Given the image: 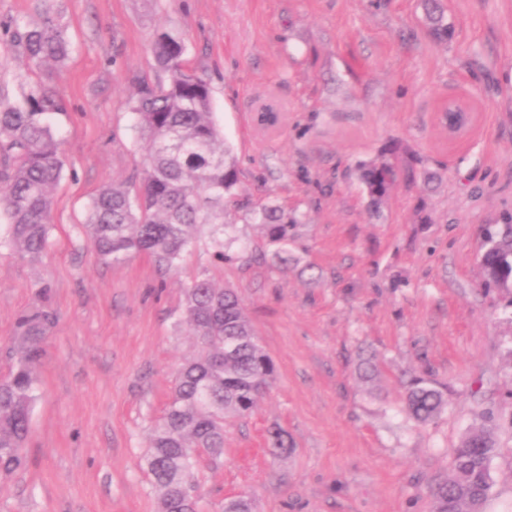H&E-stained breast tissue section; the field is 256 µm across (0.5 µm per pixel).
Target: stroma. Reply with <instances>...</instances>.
I'll return each instance as SVG.
<instances>
[{"instance_id": "1", "label": "stroma", "mask_w": 512, "mask_h": 512, "mask_svg": "<svg viewBox=\"0 0 512 512\" xmlns=\"http://www.w3.org/2000/svg\"><path fill=\"white\" fill-rule=\"evenodd\" d=\"M444 3L445 44L421 0H55L74 43L54 79L67 110L50 118L65 166L46 256L2 245L0 212V373L40 286L57 320L27 460L0 481V512H157L144 459L198 352L179 316L204 269L235 289L276 365L253 413L226 420L221 460L198 473L204 512L241 493L258 512H431L453 449L488 408L501 451L484 512H512L511 297L484 290L479 263L484 226L512 212V0ZM159 29L184 38L242 172L223 265L205 237L177 271L144 255L104 265L81 231L97 191L142 166L131 78L166 82L151 52ZM31 78L10 54L0 105L22 103ZM452 99L474 109L458 138L441 114ZM267 105L276 126L257 122ZM392 142L405 171L376 216L356 168ZM426 169L441 174L427 191ZM246 197L296 215L287 265L248 261L264 239L242 220ZM427 374L448 407L420 425L404 394ZM275 424L292 443L282 457L266 448Z\"/></svg>"}]
</instances>
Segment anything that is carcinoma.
Wrapping results in <instances>:
<instances>
[{"label":"carcinoma","mask_w":512,"mask_h":512,"mask_svg":"<svg viewBox=\"0 0 512 512\" xmlns=\"http://www.w3.org/2000/svg\"><path fill=\"white\" fill-rule=\"evenodd\" d=\"M38 21L23 16L4 25L8 54L19 48L33 72L41 74L21 107L0 108V205L9 219L8 245L22 257L37 259L50 246L53 190L64 160L47 116L65 110L61 94L50 85L68 60L73 42L61 14L43 0ZM427 28L438 42H448L453 26L442 0H424ZM156 64L168 75L156 84L136 75L132 111L135 128L146 145L143 168L131 179L103 186L92 199L82 231L99 261L122 265L146 254L164 269L179 270L196 247L199 229L209 225L213 261L232 260L224 240V200L238 195L241 170L215 123L208 83L185 62L184 40L159 31L152 43ZM397 147L385 159L357 168L358 180L374 213L389 197L402 171ZM245 220L256 225L274 254L286 261L296 219L284 209L263 203L248 209ZM486 289L512 293V214L487 229L481 245ZM184 318L198 353L178 369L170 400L155 424L146 457L158 497V512H200L196 485L203 448L213 460L224 454V420L249 415L269 386L275 365L265 352L238 295L217 288L202 271L184 288ZM55 314L42 304L20 314L15 326L14 362L0 378V475L20 468L31 435L37 369L43 342ZM446 392L427 378L407 389L406 413L418 423L437 419L447 408ZM270 447L286 453L288 431H269ZM499 454L493 431L470 428L453 449L452 475L433 493L432 512H479L492 486L490 466Z\"/></svg>","instance_id":"carcinoma-1"}]
</instances>
